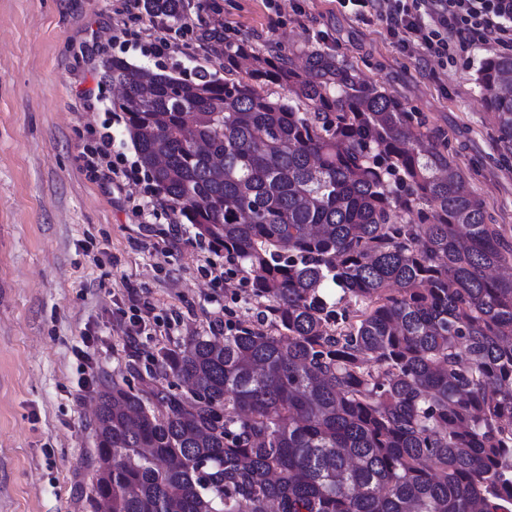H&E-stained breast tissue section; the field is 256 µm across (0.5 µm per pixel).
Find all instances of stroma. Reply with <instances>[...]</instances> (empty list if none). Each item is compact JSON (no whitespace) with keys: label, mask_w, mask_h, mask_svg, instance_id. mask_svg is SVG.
Listing matches in <instances>:
<instances>
[{"label":"stroma","mask_w":512,"mask_h":512,"mask_svg":"<svg viewBox=\"0 0 512 512\" xmlns=\"http://www.w3.org/2000/svg\"><path fill=\"white\" fill-rule=\"evenodd\" d=\"M278 4L185 0L177 21L149 15L144 0H0V512H91L86 455L103 380L134 379L160 348L209 334L214 319L256 315L241 275L217 285L205 276L206 262L226 266L224 255L164 196L143 182L118 190L106 173L84 170L98 133L136 156L112 105L111 58L221 80L215 33L298 63L310 47L346 57L447 140L489 223L512 235V145L476 82L501 47L479 42L444 64L398 45L376 14L351 15L337 0ZM163 36L171 46L158 56L150 43ZM134 311L145 325L132 341ZM82 347L87 388L78 385Z\"/></svg>","instance_id":"1"}]
</instances>
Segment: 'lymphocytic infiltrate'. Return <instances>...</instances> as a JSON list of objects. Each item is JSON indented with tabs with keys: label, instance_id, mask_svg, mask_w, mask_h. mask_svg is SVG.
<instances>
[{
	"label": "lymphocytic infiltrate",
	"instance_id": "obj_1",
	"mask_svg": "<svg viewBox=\"0 0 512 512\" xmlns=\"http://www.w3.org/2000/svg\"><path fill=\"white\" fill-rule=\"evenodd\" d=\"M379 2L391 35L420 45L433 59L450 58L478 40L512 44V0H338L358 16Z\"/></svg>",
	"mask_w": 512,
	"mask_h": 512
}]
</instances>
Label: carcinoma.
<instances>
[{
	"label": "carcinoma",
	"mask_w": 512,
	"mask_h": 512,
	"mask_svg": "<svg viewBox=\"0 0 512 512\" xmlns=\"http://www.w3.org/2000/svg\"><path fill=\"white\" fill-rule=\"evenodd\" d=\"M178 20L184 0H145ZM190 82L115 57L138 161L267 320L97 392L107 512H512V241L426 122L345 58L222 38ZM477 82L512 142V56ZM277 85V99L264 88ZM341 290L330 304L323 288Z\"/></svg>",
	"instance_id": "cac0c4a2"
}]
</instances>
